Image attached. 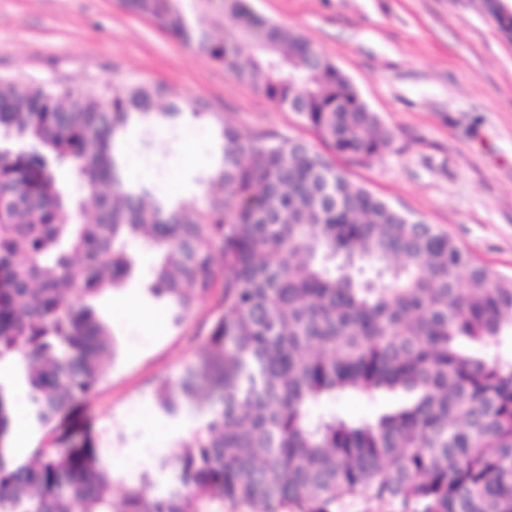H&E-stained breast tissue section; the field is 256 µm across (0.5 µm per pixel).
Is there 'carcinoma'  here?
Wrapping results in <instances>:
<instances>
[{
	"label": "carcinoma",
	"mask_w": 512,
	"mask_h": 512,
	"mask_svg": "<svg viewBox=\"0 0 512 512\" xmlns=\"http://www.w3.org/2000/svg\"><path fill=\"white\" fill-rule=\"evenodd\" d=\"M181 2L124 5L296 113L322 148L225 124L199 208L126 184L116 146L136 122L204 104L158 113L148 86L109 97L0 81V367L53 436L34 464L8 453L0 380V512H341L348 497L512 512V359L488 350L512 337V278L350 180L336 158L368 164L392 133L302 34L222 0L213 41ZM66 166L96 202L92 223L58 178ZM135 244L153 251L147 292L175 321L216 307L193 360L153 393L170 417L196 411L161 461L172 484L157 491L145 471L117 504L123 478L98 444L55 433L115 357L96 303L131 278ZM346 392L406 401L366 420L313 414Z\"/></svg>",
	"instance_id": "cac0c4a2"
}]
</instances>
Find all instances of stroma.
<instances>
[{
  "instance_id": "stroma-1",
  "label": "stroma",
  "mask_w": 512,
  "mask_h": 512,
  "mask_svg": "<svg viewBox=\"0 0 512 512\" xmlns=\"http://www.w3.org/2000/svg\"><path fill=\"white\" fill-rule=\"evenodd\" d=\"M254 12L301 33L335 63L393 142L370 164L350 167L351 179L413 218L437 224L478 262L512 277V44L478 0H248ZM0 79L73 87H164L170 100L201 99L208 108L145 128L133 125L118 146L126 181L203 205L194 176L221 155L223 125L242 136L260 129L315 142L297 115L279 108L246 81L227 74L205 52L127 11L121 0H0ZM161 143L147 148L145 139ZM194 161H187V153ZM128 283L97 307L112 328L117 357L96 395L73 416L88 429L122 475L113 488L152 472L157 489L169 474L161 458L195 424L182 412L154 409L156 382L176 375L201 341L212 300L198 303L163 333L146 313L163 312L146 292L152 252L135 248ZM400 395L344 394L327 411L370 419Z\"/></svg>"
}]
</instances>
